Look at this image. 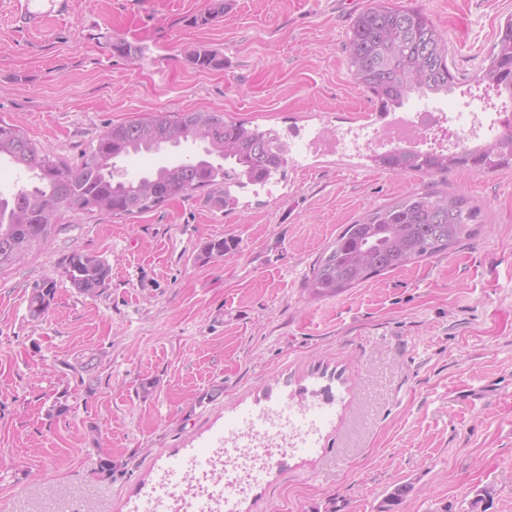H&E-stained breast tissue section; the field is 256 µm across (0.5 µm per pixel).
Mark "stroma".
I'll list each match as a JSON object with an SVG mask.
<instances>
[{
    "instance_id": "obj_1",
    "label": "stroma",
    "mask_w": 512,
    "mask_h": 512,
    "mask_svg": "<svg viewBox=\"0 0 512 512\" xmlns=\"http://www.w3.org/2000/svg\"><path fill=\"white\" fill-rule=\"evenodd\" d=\"M390 2L428 15L469 91L405 111L483 108L476 77L512 0ZM372 3L224 0L197 26L207 0H0V121L72 166L152 110L218 108L288 143L325 134L373 108L344 50ZM198 49L223 67L195 69ZM414 190L466 194L486 224L448 254L314 295L323 249ZM237 196L230 212L200 193L113 222L73 211L0 275V512H143L170 463L281 406L318 412L316 443L275 456L234 512H378L407 482L402 512H512V168L400 176L310 151ZM214 239L231 249L200 261ZM75 250L111 266L100 295L72 287ZM46 276L55 303L34 320ZM92 351L89 392L70 366ZM56 293V282L53 278L44 277L36 281L30 288L28 295V315L38 320L44 317L51 309Z\"/></svg>"
}]
</instances>
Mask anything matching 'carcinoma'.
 Returning <instances> with one entry per match:
<instances>
[{
  "label": "carcinoma",
  "mask_w": 512,
  "mask_h": 512,
  "mask_svg": "<svg viewBox=\"0 0 512 512\" xmlns=\"http://www.w3.org/2000/svg\"><path fill=\"white\" fill-rule=\"evenodd\" d=\"M223 13L224 0H210L193 22L206 25ZM345 51L353 80L372 94L385 113L414 93L448 92L459 85L448 65V45L418 8H394L386 0H375L355 18ZM489 60L482 80L512 100V18L501 30ZM189 62L201 70L224 65L208 50L193 53ZM183 144H199L203 153L175 160L136 180L119 178L121 158ZM2 158L32 173L37 183L11 197L0 194V272L23 263L34 248L48 242L55 232V224L46 220L52 211L60 215L79 209L120 219L192 194L210 193L220 185L224 194L211 200L229 211L238 204L236 191L266 183L287 164L286 147L276 133L228 119L217 109L148 112L109 126L74 168L37 147L22 127L0 123ZM373 162L396 173L424 176L463 168L486 172L509 168L512 126L470 151L427 154L399 149L376 154ZM483 223L484 209L462 194L409 192L347 225L315 263L308 287L317 296L336 295L383 271L443 254L474 236ZM228 249L226 241L215 239L203 247L198 259L222 257ZM66 273L78 293L94 296L103 290L111 268L100 257L75 250L67 258ZM55 293L54 279L35 282L28 295L29 317H44ZM412 490L410 483L395 486L379 512H398Z\"/></svg>",
  "instance_id": "cac0c4a2"
}]
</instances>
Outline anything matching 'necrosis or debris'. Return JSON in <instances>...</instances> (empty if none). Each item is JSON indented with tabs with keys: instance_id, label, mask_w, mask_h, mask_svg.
I'll return each mask as SVG.
<instances>
[{
	"instance_id": "necrosis-or-debris-1",
	"label": "necrosis or debris",
	"mask_w": 512,
	"mask_h": 512,
	"mask_svg": "<svg viewBox=\"0 0 512 512\" xmlns=\"http://www.w3.org/2000/svg\"><path fill=\"white\" fill-rule=\"evenodd\" d=\"M486 133L480 112L403 113L386 134L360 127L346 135L315 139L312 147L318 152L415 151L425 139L432 150L460 152L483 143ZM308 431L304 418L275 411L229 432L222 447L191 459L183 475L165 473L154 489L149 512H233L234 498L246 483L272 465L277 451L302 443Z\"/></svg>"
}]
</instances>
